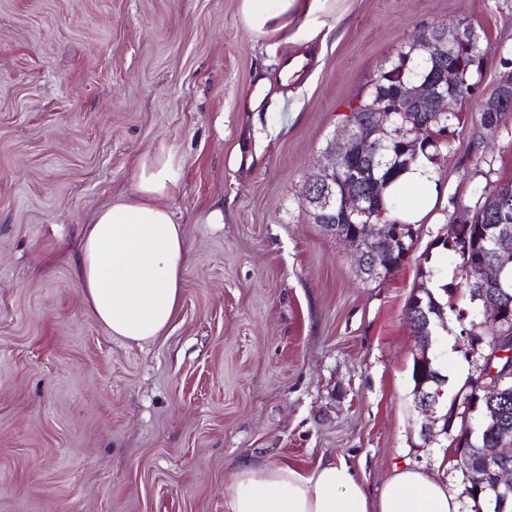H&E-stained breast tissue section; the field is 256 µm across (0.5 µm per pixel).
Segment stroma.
<instances>
[{"label": "stroma", "instance_id": "1", "mask_svg": "<svg viewBox=\"0 0 512 512\" xmlns=\"http://www.w3.org/2000/svg\"><path fill=\"white\" fill-rule=\"evenodd\" d=\"M437 22L474 31L482 81L405 259L367 281L310 220L307 180L349 104ZM296 52L317 67L278 89ZM506 58L512 0H325L264 34L241 0H0V512H225L241 464L283 459H345L374 497L403 466L458 492L449 436H420L405 311L422 272L466 285L440 240L512 178V115L480 125ZM170 147L182 303L129 343L75 266L85 224Z\"/></svg>", "mask_w": 512, "mask_h": 512}]
</instances>
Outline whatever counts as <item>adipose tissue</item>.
<instances>
[{
    "instance_id": "obj_1",
    "label": "adipose tissue",
    "mask_w": 512,
    "mask_h": 512,
    "mask_svg": "<svg viewBox=\"0 0 512 512\" xmlns=\"http://www.w3.org/2000/svg\"><path fill=\"white\" fill-rule=\"evenodd\" d=\"M299 0H241L247 25L263 33L287 26ZM181 160L171 149L145 157L135 177L138 193L98 211L86 225L77 278L87 306L112 336L137 344L161 336L182 298L186 263L184 231L160 200L177 185ZM398 186L412 193L404 220H420L436 198L430 162L402 173ZM225 512H458L455 496L421 470H394L379 499H372L354 468L343 459L314 467L281 460L247 464L224 494Z\"/></svg>"
}]
</instances>
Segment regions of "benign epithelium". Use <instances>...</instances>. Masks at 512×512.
Segmentation results:
<instances>
[{"instance_id": "1", "label": "benign epithelium", "mask_w": 512, "mask_h": 512, "mask_svg": "<svg viewBox=\"0 0 512 512\" xmlns=\"http://www.w3.org/2000/svg\"><path fill=\"white\" fill-rule=\"evenodd\" d=\"M411 41L423 45L428 69L422 73H411L400 89L395 93L382 92L378 95L369 117L357 124L346 125L344 142L331 152V160L319 168L321 178L317 184L307 186L306 197L310 200L309 207L320 214L318 222L327 223L322 214L329 211L331 196L320 192V188H333L336 183L351 184L366 179L371 186V195L361 190H352L344 194L342 208L345 213L357 218L367 217L369 212L382 218L386 210L382 179L375 173L377 169L376 149L383 146L392 135L406 133L412 136L413 151L405 155L404 162H411L416 155V148L424 141L432 127L438 125L441 117L455 112L460 102L454 92L458 76L442 66V63L455 53L457 44L462 41L461 27L447 25L442 32L431 35L420 29ZM512 89V70L501 74L498 90L489 94L482 111L508 112L512 110V102L503 94ZM367 241L381 246H389L392 239L400 236L401 226L392 222L380 224L366 221ZM476 286L480 288L503 287L504 269L507 262L499 259L488 260L477 258L473 262ZM489 377L493 382L481 386L482 394L477 399L483 400L488 408H493L492 398L501 392V383L505 375H496V370L489 369ZM505 448H484L481 450L480 469L495 472V479L486 487L489 500L495 512H502L512 497V469L498 466L496 462Z\"/></svg>"}]
</instances>
